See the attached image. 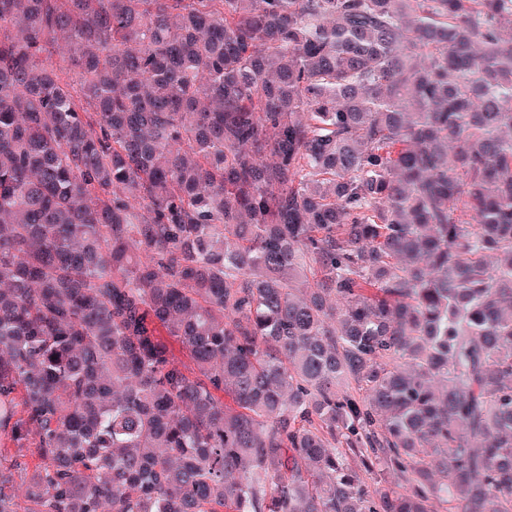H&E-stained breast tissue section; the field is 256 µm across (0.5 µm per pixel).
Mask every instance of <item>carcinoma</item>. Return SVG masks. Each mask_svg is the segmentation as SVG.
<instances>
[{"instance_id":"obj_1","label":"carcinoma","mask_w":512,"mask_h":512,"mask_svg":"<svg viewBox=\"0 0 512 512\" xmlns=\"http://www.w3.org/2000/svg\"><path fill=\"white\" fill-rule=\"evenodd\" d=\"M440 508L512 512V0H0V512Z\"/></svg>"}]
</instances>
